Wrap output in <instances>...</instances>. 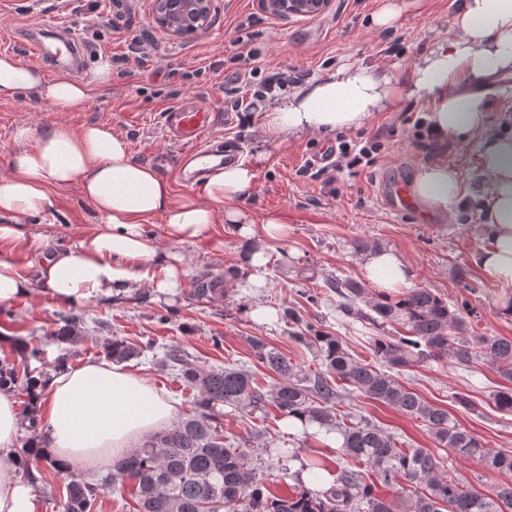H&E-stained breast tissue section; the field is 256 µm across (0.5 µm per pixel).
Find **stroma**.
<instances>
[{
  "label": "stroma",
  "mask_w": 512,
  "mask_h": 512,
  "mask_svg": "<svg viewBox=\"0 0 512 512\" xmlns=\"http://www.w3.org/2000/svg\"><path fill=\"white\" fill-rule=\"evenodd\" d=\"M381 3L330 0L313 16H281L267 0H216L209 30L176 40L152 24V0H131L127 5L114 0H0V53L19 54L14 42L18 30L62 25L84 49L82 63L68 73L70 79H87L102 56L111 58L114 70L111 86L92 89L83 112L54 111L30 94L0 101V176L10 171L17 127L41 130L62 123L77 130L103 124L125 137L134 157L167 179L175 192L201 190V182L178 172L181 148L165 136L161 115L181 103L212 105L227 116L214 128V136L237 140L245 159L257 163L253 186L240 207L258 220L278 213L288 221L285 235L269 241V263L262 282L255 284L244 280L239 270L242 246L233 225L219 221L195 242L178 243L167 238L163 217H154L146 232L161 249L184 259L181 288L156 295L141 287L110 302L69 304L32 294L0 303V360L21 363L24 353L16 341L22 338L43 347L36 368L47 375L62 360L73 365L101 359L96 337L152 339L161 346L180 344L202 367L237 365L271 385L277 376L258 366L250 338L263 339L303 373L321 366L312 351L292 340L296 326L286 317L291 308L315 329L341 338L355 356L371 359L372 337L394 335V327L377 328L343 314L334 289L341 278L362 280L360 257L351 249L352 241L362 237L400 253L410 265L414 287L431 290L449 308L469 307L470 335L512 338V318L498 312L501 290L477 263L485 244L479 224L487 199L478 138L449 142L443 158L456 171L463 193L434 221L389 210L379 190L380 185L414 178L419 165L433 155L430 140L412 125L413 119L426 117L428 107L409 96L407 87L414 61L437 41L457 36L454 19L460 0H428L424 12L405 11L394 26L384 29L371 23ZM135 38L147 45L145 58H129L128 45ZM253 49L260 52L256 66L265 71H300L316 79L343 65L368 67L389 77L396 92L359 126L274 140L252 113L230 109L247 81L239 58ZM361 136L377 137L384 145L373 166L337 171L309 167L312 153ZM50 196L51 207L25 216L23 222L46 234L51 246L64 248L82 237L96 216L78 188L55 189ZM221 272L226 275L223 295L197 298L196 279ZM255 305L273 309V318L251 319L246 310ZM73 315L80 318L74 327L76 341H54V333ZM126 367L149 377L179 415L192 413V389L178 370L158 366L153 352ZM396 377L424 400L447 409L453 422L479 436L488 448L512 450V412L499 410L491 399L504 381L488 362L479 359L465 367L429 360L400 369ZM459 393L470 395L474 410L456 404ZM342 395L341 413L384 427L400 447L433 452L444 472L473 489L484 492L501 481V474L438 447L422 422L359 393L346 389ZM221 421L226 439L249 438L250 464L275 494L294 493L301 465L311 455H322L332 469L342 464L318 428L287 432L276 409L264 415L228 410ZM271 448L287 449V458H271Z\"/></svg>",
  "instance_id": "obj_1"
}]
</instances>
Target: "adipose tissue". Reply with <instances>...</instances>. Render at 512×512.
I'll return each mask as SVG.
<instances>
[{
    "label": "adipose tissue",
    "mask_w": 512,
    "mask_h": 512,
    "mask_svg": "<svg viewBox=\"0 0 512 512\" xmlns=\"http://www.w3.org/2000/svg\"><path fill=\"white\" fill-rule=\"evenodd\" d=\"M452 40L435 43L414 64L409 94L426 102L427 121L438 146L481 136L488 201L481 231L486 245L479 265L502 292L512 291V132L488 133V102L512 75V0H462ZM112 65L101 60L93 84L65 77L46 80L40 67L0 54V100L27 92L57 112L84 111L91 86L108 87ZM390 78L366 68H344L315 79L287 101L262 113L270 138L307 131L327 132L361 124L394 93ZM8 176L0 177V243L25 244L39 258L37 277L19 273L0 257V303L43 293L73 304L129 296L144 281L159 292L178 288L183 275L171 254L159 250L144 226L163 216L169 238L194 242L216 219L236 225L243 243L241 270L265 269L269 256L257 243L253 217L238 207L256 167L238 164L214 171L202 194L175 193L167 180L138 161L126 138L105 125L74 130L55 124L41 131L23 126ZM77 187L94 208L96 222L68 249H50L41 233L20 224L21 216L46 210L54 188ZM414 197L428 211L447 212L461 183L446 162L420 166ZM367 283L397 294L412 286L410 267L397 252L368 254ZM40 441L68 473L109 469L150 435L169 430L177 410L152 380L107 361H83L52 373L45 386ZM21 417L10 391L0 390V512H38L36 495L17 473L15 444Z\"/></svg>",
    "instance_id": "obj_1"
}]
</instances>
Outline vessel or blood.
<instances>
[{
	"instance_id": "1",
	"label": "vessel or blood",
	"mask_w": 512,
	"mask_h": 512,
	"mask_svg": "<svg viewBox=\"0 0 512 512\" xmlns=\"http://www.w3.org/2000/svg\"><path fill=\"white\" fill-rule=\"evenodd\" d=\"M21 39L26 55L37 59L52 55L53 47L57 44L65 48L67 55L80 46L79 41L65 31L55 32L54 40L50 43L28 31L22 34ZM67 55L61 58V65H68ZM220 119L221 115L216 110L183 106L170 107L162 116L164 129L182 146L180 168L191 169L195 178H202L206 174L205 169L197 167V160L208 157L224 165L238 162L240 158L241 148L237 141H206V133L218 124ZM383 198L386 206L396 213H408L417 208L410 184L401 179L385 189Z\"/></svg>"
}]
</instances>
